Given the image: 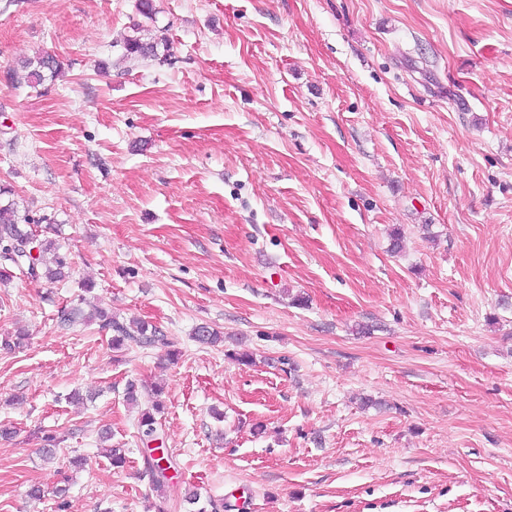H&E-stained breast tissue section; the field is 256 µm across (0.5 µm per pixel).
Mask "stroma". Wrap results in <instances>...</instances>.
<instances>
[{"instance_id": "35a3bbf8", "label": "stroma", "mask_w": 512, "mask_h": 512, "mask_svg": "<svg viewBox=\"0 0 512 512\" xmlns=\"http://www.w3.org/2000/svg\"><path fill=\"white\" fill-rule=\"evenodd\" d=\"M136 2L0 0V201L73 262L0 285V335L31 334L0 354V512H146L132 382L165 388L168 512L192 485L231 512H512V0H154L164 65L123 57ZM42 52L61 74L14 83ZM83 298L177 360L62 326Z\"/></svg>"}]
</instances>
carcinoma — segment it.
<instances>
[{
  "label": "carcinoma",
  "mask_w": 512,
  "mask_h": 512,
  "mask_svg": "<svg viewBox=\"0 0 512 512\" xmlns=\"http://www.w3.org/2000/svg\"><path fill=\"white\" fill-rule=\"evenodd\" d=\"M133 34L124 40L125 58H142L166 63L170 61L169 46L164 38H145V28L136 23L132 26ZM61 66L55 56L45 53L28 59L21 66V70L13 71V79L18 84L39 85L46 78H56ZM31 223L28 216H19L14 204H0V282H8L18 276L31 281H44L55 283L65 280L71 273V262L67 255L59 252V245L55 239L45 235L40 237L27 229ZM61 323L72 325L79 321L98 322L99 329L112 333V348L118 349L127 342H134L144 348H153L158 345L170 346L167 337L150 324L139 321L131 328L117 316L102 309L95 308L87 313L78 306L61 311ZM193 338L201 345L216 346L224 342V331L210 324H200L195 327ZM153 398L144 409L140 411L137 421L138 436L143 445L163 440L161 434L162 424L157 415L163 412V403L160 400L161 391H152ZM103 454L108 457L112 466L121 467L126 462V449L110 443V437H102ZM170 462L169 457L163 455L155 458L147 455L145 459L146 473L151 485L159 492L169 486V477L165 475L166 468L161 462ZM187 503L195 506L194 512H224V500H201L200 494L190 491L186 494Z\"/></svg>",
  "instance_id": "carcinoma-1"
}]
</instances>
